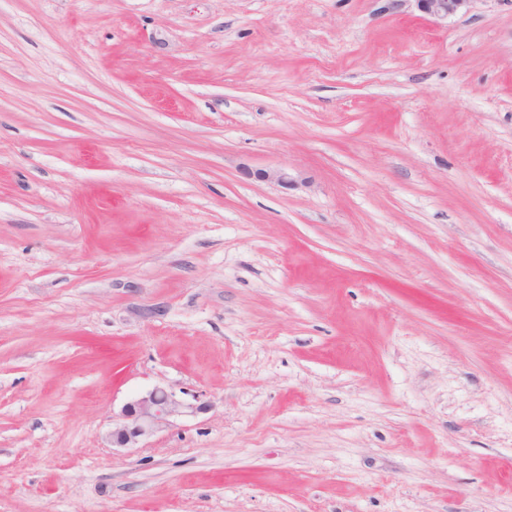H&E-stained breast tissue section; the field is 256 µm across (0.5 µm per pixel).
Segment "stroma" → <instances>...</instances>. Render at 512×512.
<instances>
[{
    "label": "stroma",
    "instance_id": "35a3bbf8",
    "mask_svg": "<svg viewBox=\"0 0 512 512\" xmlns=\"http://www.w3.org/2000/svg\"><path fill=\"white\" fill-rule=\"evenodd\" d=\"M0 512H512V0H0ZM418 10L434 19L445 20L448 16L460 13L471 0H412ZM204 409V405L185 402L164 387H153L122 407L120 420L115 424L112 420L108 442L116 450L134 448L141 440L168 424L171 418L187 410L199 412Z\"/></svg>",
    "mask_w": 512,
    "mask_h": 512
}]
</instances>
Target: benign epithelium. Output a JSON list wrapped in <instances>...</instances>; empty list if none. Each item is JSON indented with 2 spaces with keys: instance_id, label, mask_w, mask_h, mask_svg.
<instances>
[{
  "instance_id": "7a95c632",
  "label": "benign epithelium",
  "mask_w": 512,
  "mask_h": 512,
  "mask_svg": "<svg viewBox=\"0 0 512 512\" xmlns=\"http://www.w3.org/2000/svg\"><path fill=\"white\" fill-rule=\"evenodd\" d=\"M418 10L434 19L445 20L468 7L470 0H414ZM202 404L188 403L164 387L156 386L130 402L121 410V418L112 425L108 442L115 449L134 448L153 435L175 416L187 411L199 412Z\"/></svg>"
}]
</instances>
